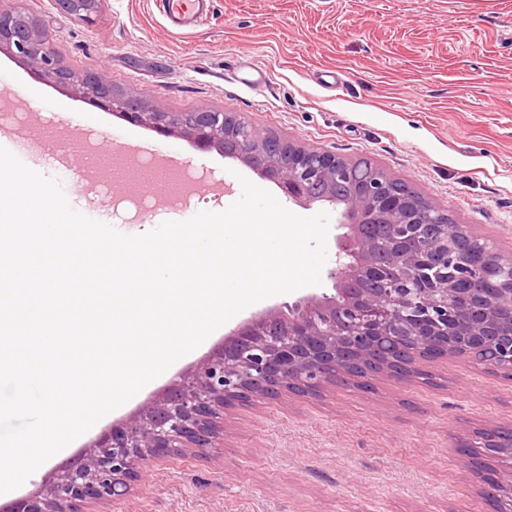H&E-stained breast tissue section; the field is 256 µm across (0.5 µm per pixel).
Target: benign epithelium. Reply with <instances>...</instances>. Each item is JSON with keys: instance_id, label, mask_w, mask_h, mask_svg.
<instances>
[{"instance_id": "benign-epithelium-1", "label": "benign epithelium", "mask_w": 512, "mask_h": 512, "mask_svg": "<svg viewBox=\"0 0 512 512\" xmlns=\"http://www.w3.org/2000/svg\"><path fill=\"white\" fill-rule=\"evenodd\" d=\"M102 0H55L83 20ZM16 50L35 74L76 82L98 104L131 124L178 134L201 149L217 148L301 206L340 207L336 244L350 256L328 279L334 293L312 294L252 314L224 334V345L181 371L136 412L85 443V451L36 492L6 512H86L112 502L141 480L144 467L190 451L224 447V410L295 391L321 395L340 377L367 381L421 374L420 360L468 354L492 371L512 375V254L504 255L468 228L448 229L437 201L388 175L352 181L336 202V177L356 162L270 134L234 112H153L117 92L98 71L80 75L60 65L51 32L29 15L0 5V47ZM388 224L384 252L363 234ZM498 503L512 512V479L486 474L487 459L512 462V428L486 430L459 445Z\"/></svg>"}]
</instances>
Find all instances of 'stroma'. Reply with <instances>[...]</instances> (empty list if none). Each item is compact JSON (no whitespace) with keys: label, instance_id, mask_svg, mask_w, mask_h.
Returning a JSON list of instances; mask_svg holds the SVG:
<instances>
[{"label":"stroma","instance_id":"stroma-1","mask_svg":"<svg viewBox=\"0 0 512 512\" xmlns=\"http://www.w3.org/2000/svg\"><path fill=\"white\" fill-rule=\"evenodd\" d=\"M52 33L60 63L94 69L159 112L226 109L272 134L366 159L436 199L454 223L512 251V0H211L176 28L159 0H104L92 22L53 0H5ZM265 83L246 86L254 69ZM30 94L42 124L78 128L100 153L115 139L161 141L193 189L179 208L133 204L81 178L80 155H34L85 216L125 235L224 211L259 187L240 162L159 136L91 106L75 84L33 76L0 48V92ZM407 380L329 384L224 412V445L147 465L112 512H494L456 452L485 429L512 427V380L472 358L425 364Z\"/></svg>","mask_w":512,"mask_h":512}]
</instances>
